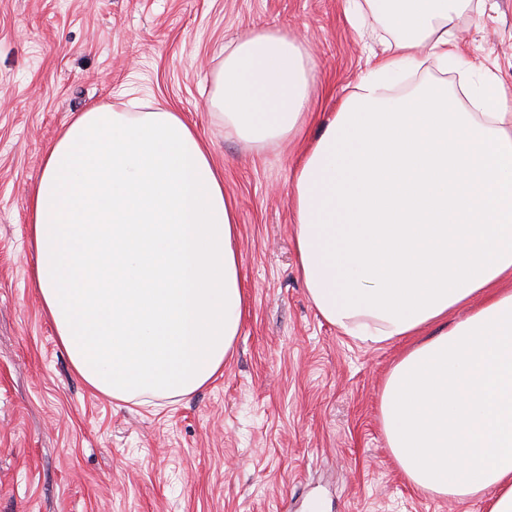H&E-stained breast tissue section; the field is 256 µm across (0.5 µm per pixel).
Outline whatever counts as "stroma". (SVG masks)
Segmentation results:
<instances>
[{
	"instance_id": "stroma-1",
	"label": "stroma",
	"mask_w": 512,
	"mask_h": 512,
	"mask_svg": "<svg viewBox=\"0 0 512 512\" xmlns=\"http://www.w3.org/2000/svg\"><path fill=\"white\" fill-rule=\"evenodd\" d=\"M346 0H0V512H487L413 486L379 420L404 339L362 342L318 314L294 248L295 165L382 53ZM283 30L315 71L303 132L256 149L209 99L240 37ZM461 50L512 84V0L456 18ZM183 113L224 173L246 310L224 369L161 405L76 374L32 282L29 199L49 146L94 105Z\"/></svg>"
}]
</instances>
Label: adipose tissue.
<instances>
[{
  "label": "adipose tissue",
  "instance_id": "adipose-tissue-1",
  "mask_svg": "<svg viewBox=\"0 0 512 512\" xmlns=\"http://www.w3.org/2000/svg\"><path fill=\"white\" fill-rule=\"evenodd\" d=\"M395 40L299 160L290 191L302 282L345 334L414 337L379 418L407 480L436 497L492 491L512 512V89L481 73L388 82L421 54L473 71L450 35L472 0H350ZM299 42L245 34L215 77L227 133L262 148L306 120ZM33 281L76 373L119 402L190 395L221 371L244 309L236 210L195 127L161 104L83 112L31 197Z\"/></svg>",
  "mask_w": 512,
  "mask_h": 512
}]
</instances>
